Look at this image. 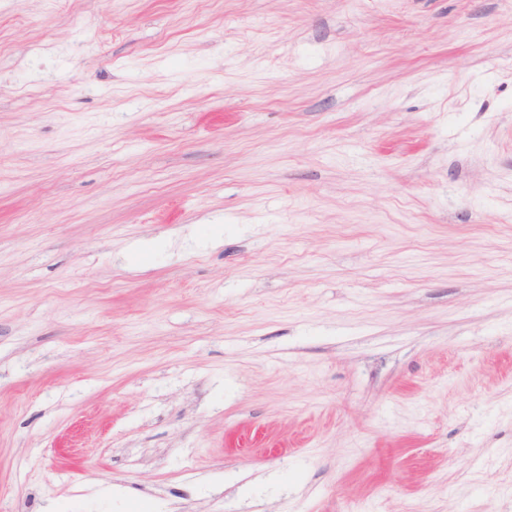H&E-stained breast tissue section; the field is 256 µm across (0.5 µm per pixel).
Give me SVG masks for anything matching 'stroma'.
<instances>
[{
    "label": "stroma",
    "instance_id": "35a3bbf8",
    "mask_svg": "<svg viewBox=\"0 0 512 512\" xmlns=\"http://www.w3.org/2000/svg\"><path fill=\"white\" fill-rule=\"evenodd\" d=\"M512 512V0H0V512Z\"/></svg>",
    "mask_w": 512,
    "mask_h": 512
}]
</instances>
